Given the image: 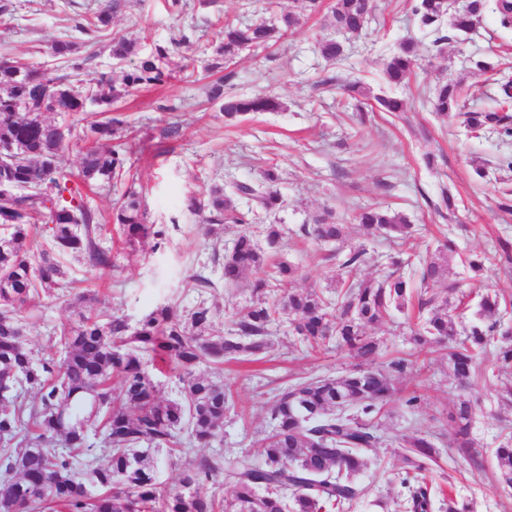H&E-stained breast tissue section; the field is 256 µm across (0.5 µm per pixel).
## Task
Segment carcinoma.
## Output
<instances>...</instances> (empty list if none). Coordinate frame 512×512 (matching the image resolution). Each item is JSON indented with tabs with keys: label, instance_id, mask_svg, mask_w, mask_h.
<instances>
[{
	"label": "carcinoma",
	"instance_id": "cac0c4a2",
	"mask_svg": "<svg viewBox=\"0 0 512 512\" xmlns=\"http://www.w3.org/2000/svg\"><path fill=\"white\" fill-rule=\"evenodd\" d=\"M293 2L295 9L276 20L224 24L207 64L221 76L206 94L225 118L281 109L271 96L227 95L224 83L232 79L228 67L244 49L279 41L322 6V0ZM372 9V0H332L331 24L345 38L321 44L326 60L349 59L350 42L366 30ZM489 9L502 27H512V0H465L453 13L449 0H416L413 12L421 27L436 34L433 44L438 46L450 40L444 22L467 33ZM110 23V12L103 10L75 28L94 40ZM74 46L71 40H58L50 54L75 70L81 64L72 58ZM132 57L136 63L124 68ZM112 58L120 78L103 76L81 86L48 64L32 67L20 59L0 60V151L13 148L10 158L0 162V182L22 186L18 194H0V386L18 379L24 383L0 400V470L12 472L14 478L9 496L0 495V512H8L13 498L27 501L28 512H345L364 492L359 477L369 467L366 451L383 442L374 420L395 393L398 375L425 368L420 355L445 350L448 368L463 384L481 376L480 360L489 351L501 369L512 370V329L501 327L499 296L482 295L475 322L458 330L448 300L438 303L435 295L425 292L440 281L444 291L455 290L448 282V255L454 253L450 242L423 261L424 291L417 296L408 279L391 271L360 281L340 279L342 290L333 303L315 288H293L299 267L281 260L252 283L255 298L234 313L222 334L214 329L218 309L207 304L188 312L158 307L133 329L110 313L80 305L52 340V348L64 352L63 360L52 355L35 358L21 335L22 312L41 296L70 287L72 281L58 258L70 255L105 278L114 268L111 251L99 242L100 218L82 195L84 188L119 180L135 154V143L121 134L124 121L114 115L113 106L133 90L161 85L173 75L161 46L141 57L138 45L122 36L112 39ZM416 61L414 44L402 42L386 58V83L393 88L407 85ZM501 87V111L463 113L472 132L496 129L512 136V117L507 114L512 79L504 78ZM341 90L351 99L374 101L381 112L406 108L404 99L373 95L357 80ZM460 90V82L450 79L433 89L428 102L434 111L446 114L459 107ZM90 106L102 119L83 131L81 162L74 169L67 156L72 127L57 116L85 112ZM277 181L275 170L267 169L254 180L229 183L228 196L216 186L204 203L193 195L186 198L192 213L209 209L211 224L258 225L254 233L239 234L224 253L222 282L197 274L193 287L237 288L247 273L264 266L266 253L256 235L263 236L270 249L281 239L279 225L261 219L280 205ZM233 196L249 203L247 212L235 209ZM354 220L369 235L393 233L402 240L412 236L404 216L380 208H363ZM112 221L120 225L129 246L164 235L148 223L141 197L132 190L115 205ZM304 231L324 242L343 240V225L324 215ZM364 253V245L350 246L339 259V270L350 274ZM487 261L512 264V242L499 240L492 256L476 255L468 265L480 270ZM415 297L418 308L430 312L410 329L414 352L408 359L380 362L379 344L366 327L404 310ZM280 315L288 316L289 328L301 342L317 348L334 339L359 360V368L339 379L306 380L275 395L268 407L272 430L260 440L263 462L245 454L229 461L202 454L182 474L183 491L163 494L156 479L161 460L172 464L192 452L182 447L181 435L199 448L223 437L224 415L235 406V398L215 369L267 352L270 328ZM157 356L179 384L177 399L158 395L151 374ZM475 415L471 400L458 401L451 414L452 446L478 469L471 437ZM401 445L408 451L401 477L407 497L397 507L403 512H433L444 491L427 474L434 454L432 435L413 427L402 436ZM494 455L499 485L512 488L511 433ZM219 479L232 486L231 499L221 501L198 491V486Z\"/></svg>",
	"mask_w": 512,
	"mask_h": 512
}]
</instances>
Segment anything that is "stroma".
Segmentation results:
<instances>
[{"label": "stroma", "mask_w": 512, "mask_h": 512, "mask_svg": "<svg viewBox=\"0 0 512 512\" xmlns=\"http://www.w3.org/2000/svg\"><path fill=\"white\" fill-rule=\"evenodd\" d=\"M119 1L109 36L93 43L75 24L112 0H0V58L24 57L41 64L49 61L53 41L68 38L75 43V57L84 61L80 70H69V78L92 82L113 74L111 37L119 34L135 40L145 54L157 46L168 48L180 65L168 83L141 87L122 103L141 146L125 183L142 195L150 223L165 233L163 242L149 239L128 248L111 219L114 191H86L88 204L102 217L100 243L111 250L115 269L103 280L94 269L64 258L75 292L41 298L25 313L27 340L35 355L48 351L51 336L71 314L77 292L97 295L100 309L132 327L156 307L190 309L204 302L220 310L215 326L226 330L233 309L251 300L250 290L201 293L193 288L192 277L201 273L221 278L217 255L231 247L242 227L228 224L210 233L206 214L189 213L184 199L193 194L207 200L210 188L254 179L268 168L280 174L277 189L283 200L266 217L282 231L279 247L269 256L299 266L297 287L315 288L330 297L338 290L333 246L302 230L313 216L327 212L332 221L346 225L347 244H364L366 253L356 269L360 278L379 275L391 257L407 250L411 258L400 272L418 280L422 258L434 253L444 238L455 240L450 280L471 294L496 291L507 306L502 321L512 328V271L494 264L474 271L466 264L470 255L493 252L498 239H512V213L499 208L503 192L512 190V170L506 167L512 137L492 130L473 133L461 116L446 118L421 101L436 84L455 78L464 89L463 113L495 109L501 92L477 64H503L512 74V29L502 28L494 13H486L465 41L437 47L433 34L413 14L415 0H375V19L344 64L327 62L319 51L321 41L336 35L328 12L302 19L294 33L273 47L244 51L224 87L228 93L262 92L278 98L282 110L228 120L205 96V67L222 20L248 22L257 14L271 19L292 9V0H214L209 7L200 0H184L178 14L168 9L166 0ZM405 40L414 42L418 53L415 77L398 91L407 111H369L357 120L353 106L341 100L340 84L358 77L373 93L385 92L384 60ZM445 189L454 196L456 211L443 203ZM367 206L406 217L414 226L413 238L405 243L387 235L364 236L353 216ZM367 332L379 340L386 358H400L411 350L406 314L394 313L368 326ZM272 343L263 360L225 364L224 384L232 389L236 408L225 417L224 440L211 445L212 454L228 458L244 453L261 460L256 439L270 429L267 408L275 388L311 377L337 378L358 365L333 345L317 352L305 349L284 318L272 327ZM481 368L483 377L465 391L479 408L473 437L481 468L448 446L450 414L463 391L447 359L432 353L421 374L402 375L399 392L381 413L384 442L368 451L371 465L361 478L364 493L349 512H395L406 494L399 481L404 467L399 437L413 426L437 434V456L430 465L435 484L470 503L472 512H512V492L498 488L494 457L502 430H512V404L497 398L492 359H484ZM412 390L420 397L413 408L405 403Z\"/></svg>", "instance_id": "stroma-1"}]
</instances>
